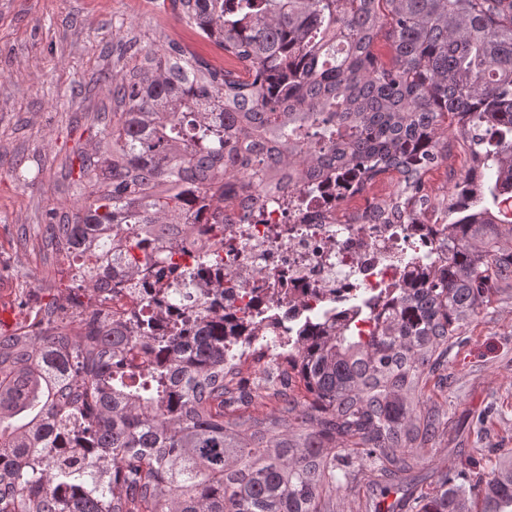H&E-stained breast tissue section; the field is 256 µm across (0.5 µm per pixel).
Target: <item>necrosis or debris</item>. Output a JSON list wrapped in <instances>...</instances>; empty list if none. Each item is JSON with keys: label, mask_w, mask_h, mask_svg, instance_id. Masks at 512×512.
Segmentation results:
<instances>
[{"label": "necrosis or debris", "mask_w": 512, "mask_h": 512, "mask_svg": "<svg viewBox=\"0 0 512 512\" xmlns=\"http://www.w3.org/2000/svg\"><path fill=\"white\" fill-rule=\"evenodd\" d=\"M292 204L264 200L260 210L230 215L223 236L188 243L163 264L143 272L128 292L114 280V317L132 319L162 311L159 335L193 318L175 297L177 282H220L206 305L223 307L228 324L252 333L245 354L262 337L254 328L277 321L281 340L271 353L287 356V337L312 320L362 306L395 285L419 276L421 263L436 258L447 221L437 212L413 215L402 224L379 223L370 187H358L338 170L292 192Z\"/></svg>", "instance_id": "1"}]
</instances>
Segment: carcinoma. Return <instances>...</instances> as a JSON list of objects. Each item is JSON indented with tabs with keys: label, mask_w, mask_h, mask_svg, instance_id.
<instances>
[{
	"label": "carcinoma",
	"mask_w": 512,
	"mask_h": 512,
	"mask_svg": "<svg viewBox=\"0 0 512 512\" xmlns=\"http://www.w3.org/2000/svg\"><path fill=\"white\" fill-rule=\"evenodd\" d=\"M170 2L237 69L173 40L112 75V111L78 153L74 184L91 191L36 232L44 260H72L100 304L77 335L55 301L0 334V512H333L342 455L397 478L414 468L405 449L436 447L427 376L495 299L512 300V0ZM383 31L389 64L374 49ZM449 121L471 160L463 183L479 184L470 198L427 192ZM331 166L399 175L372 206L384 224L424 201L448 212V260L301 328L288 366L304 402L268 373L258 385L276 410H230L238 336L222 309L158 336L154 317L103 307L115 276L139 279L197 234L192 214L233 206V182L273 197ZM209 292L175 290L188 308ZM481 483L472 511L444 480L421 512H512L511 458Z\"/></svg>",
	"instance_id": "cac0c4a2"
}]
</instances>
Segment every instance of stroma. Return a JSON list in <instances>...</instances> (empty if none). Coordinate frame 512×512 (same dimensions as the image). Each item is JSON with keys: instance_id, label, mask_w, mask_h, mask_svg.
<instances>
[{"instance_id": "obj_1", "label": "stroma", "mask_w": 512, "mask_h": 512, "mask_svg": "<svg viewBox=\"0 0 512 512\" xmlns=\"http://www.w3.org/2000/svg\"><path fill=\"white\" fill-rule=\"evenodd\" d=\"M173 38L222 54L155 0H0V308L14 311L0 333L37 302L66 299L68 274L45 267L17 231L74 210L80 192L68 171L97 140L94 115L112 108L111 72ZM420 405L438 414L443 434L418 452L403 512H420L421 495L445 478L476 497L482 474L512 456V301L493 303L449 343ZM348 466L358 481L337 489L336 512H375L380 473L356 459Z\"/></svg>"}]
</instances>
